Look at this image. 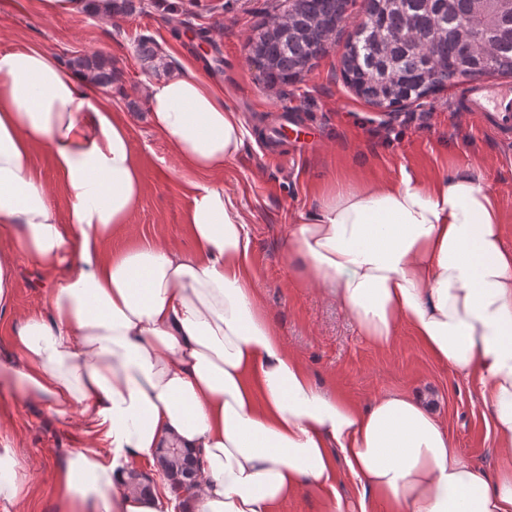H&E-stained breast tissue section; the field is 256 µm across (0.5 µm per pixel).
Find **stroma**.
I'll list each match as a JSON object with an SVG mask.
<instances>
[{"label": "stroma", "instance_id": "1", "mask_svg": "<svg viewBox=\"0 0 512 512\" xmlns=\"http://www.w3.org/2000/svg\"><path fill=\"white\" fill-rule=\"evenodd\" d=\"M116 22L93 12L44 17L31 0H0V50L37 47L59 61L78 56L110 60L116 70L102 91L127 122L145 193L131 217V234L192 249L182 224L189 202L186 172L148 119L142 88L190 63L215 81L225 102L242 117L251 137L218 182L249 222V256L258 298L289 352L314 381L365 404L403 392L431 409L446 426L463 459L494 476L501 454L488 412L473 382L434 360L408 327L385 347L372 345L343 309L298 274L289 259L288 229L315 206L333 177L400 183L404 175L433 180L469 168L492 192L512 246V143L483 133L453 110L456 86L403 107L384 109L358 98L343 83L340 58L363 0H349L335 44L295 82L269 88L248 59L253 27L274 13L277 0H140ZM145 37L162 47L165 66L154 68L136 53ZM13 308L0 314V355L18 314L49 316L48 288L58 277L33 260H15ZM78 412L58 415L24 403L0 382V448L14 452L23 489L0 512H57L50 472L69 449L86 445Z\"/></svg>", "mask_w": 512, "mask_h": 512}]
</instances>
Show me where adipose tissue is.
Returning <instances> with one entry per match:
<instances>
[{"mask_svg": "<svg viewBox=\"0 0 512 512\" xmlns=\"http://www.w3.org/2000/svg\"><path fill=\"white\" fill-rule=\"evenodd\" d=\"M150 123L192 183L191 251L143 240L112 251L144 182L127 123L90 75L35 47L0 51V311L14 255L67 265L49 318L22 316L0 378L57 414L78 410L110 453L71 449L51 472L57 512H174L170 493L130 487L158 449L202 459L195 512H281L320 495L342 512L337 460L385 512H512V248L493 196L470 170L400 184L340 181L288 235L300 270L372 344L411 328L437 360L476 378L504 461L489 477L411 396L361 406L323 391L288 352L248 278L250 238L213 178L245 144L237 112L196 67L145 86ZM52 159L69 200L59 216L34 171ZM281 509V512H322L323 504L316 493L303 492L288 499Z\"/></svg>", "mask_w": 512, "mask_h": 512, "instance_id": "1", "label": "adipose tissue"}]
</instances>
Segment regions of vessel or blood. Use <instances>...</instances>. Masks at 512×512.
<instances>
[{
	"label": "vessel or blood",
	"mask_w": 512,
	"mask_h": 512,
	"mask_svg": "<svg viewBox=\"0 0 512 512\" xmlns=\"http://www.w3.org/2000/svg\"><path fill=\"white\" fill-rule=\"evenodd\" d=\"M465 114L494 137L512 140V85L500 82L468 84L456 94Z\"/></svg>",
	"instance_id": "1"
}]
</instances>
